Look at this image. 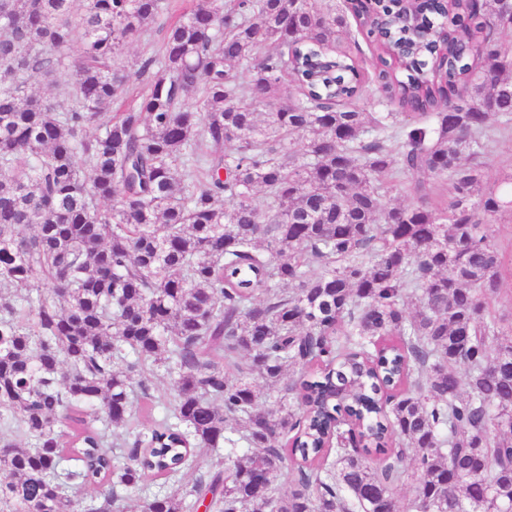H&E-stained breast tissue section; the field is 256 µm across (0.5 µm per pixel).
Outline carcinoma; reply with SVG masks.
I'll use <instances>...</instances> for the list:
<instances>
[{"mask_svg": "<svg viewBox=\"0 0 512 512\" xmlns=\"http://www.w3.org/2000/svg\"><path fill=\"white\" fill-rule=\"evenodd\" d=\"M410 7L198 0L130 72L168 0H0V512H512V0ZM351 17L397 112L361 103ZM168 18L160 17L151 26V36L147 43L145 40H135L124 46L121 55L118 57V64L133 69L137 59L146 56L148 52L158 51L162 45ZM490 175L493 177L501 169L512 167V130L499 136L491 148ZM500 222L502 223L494 224L492 240L504 255L509 271L505 269L503 272L501 290L493 304L501 316L510 320L512 317V274H510V263L512 269V222L510 223L508 214Z\"/></svg>", "mask_w": 512, "mask_h": 512, "instance_id": "cac0c4a2", "label": "carcinoma"}]
</instances>
